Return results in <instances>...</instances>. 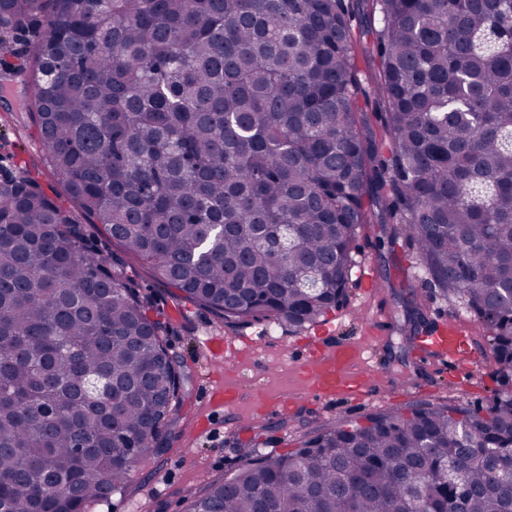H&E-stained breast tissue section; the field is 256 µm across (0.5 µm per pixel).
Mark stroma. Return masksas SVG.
Listing matches in <instances>:
<instances>
[{"label":"stroma","instance_id":"obj_1","mask_svg":"<svg viewBox=\"0 0 512 512\" xmlns=\"http://www.w3.org/2000/svg\"><path fill=\"white\" fill-rule=\"evenodd\" d=\"M349 5L356 16L354 53L360 118L384 148L389 136L381 118L384 106L375 93L379 59L372 52L376 38L371 23L373 2L349 0ZM44 26L41 16L22 19L7 33V49L0 50V80H9L14 90L13 96L0 97V180L24 170L52 195L58 187L43 161L37 129L25 113L17 111L15 99L22 90V69ZM384 220L381 206L368 207L367 222L361 225L356 241V265L347 299L327 315L334 331L325 338L316 335L311 326H276L264 320L225 325L207 310L176 301L169 288L156 282L150 268L126 260L135 288L153 295L156 314L170 322L167 341L188 374L187 397L183 417L167 437V452L136 463L124 492L89 505V512H184L192 495L203 493L212 480L237 469L244 445L256 446L261 452L284 453L294 450L300 436L319 425L359 420L376 410L418 400L486 404L502 383L494 374V353L483 324L458 303L436 295L430 284L408 278L413 247H399L398 265L389 267L387 252L379 246ZM367 270L381 285L370 295L362 280ZM406 286L416 289L432 325L453 318L469 328V350L460 364L404 347L397 294ZM378 319L384 321L386 330L372 346L373 358L360 366L372 381V397L320 401L305 397L296 360L319 344L330 347L363 341ZM211 337H246L254 346L237 356L221 357L210 352L206 341ZM225 381L236 386L240 394L238 406L231 411L213 408L206 398L212 387ZM281 394L292 397L293 406L281 415L266 414L265 401Z\"/></svg>","mask_w":512,"mask_h":512}]
</instances>
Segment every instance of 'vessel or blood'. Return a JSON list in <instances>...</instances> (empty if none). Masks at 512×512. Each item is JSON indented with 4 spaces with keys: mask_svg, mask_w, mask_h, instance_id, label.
<instances>
[{
    "mask_svg": "<svg viewBox=\"0 0 512 512\" xmlns=\"http://www.w3.org/2000/svg\"><path fill=\"white\" fill-rule=\"evenodd\" d=\"M468 348V338L456 322H449L435 335L422 343L424 353H437L456 361ZM355 355L351 344L337 345L333 352L316 348L310 350L305 363L300 368L306 380L307 393L319 397L354 394L363 395L366 391L365 376L351 373L349 365Z\"/></svg>",
    "mask_w": 512,
    "mask_h": 512,
    "instance_id": "b4317fda",
    "label": "vessel or blood"
}]
</instances>
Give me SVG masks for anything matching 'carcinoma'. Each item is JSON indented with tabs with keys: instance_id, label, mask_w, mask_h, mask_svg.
<instances>
[{
	"instance_id": "obj_1",
	"label": "carcinoma",
	"mask_w": 512,
	"mask_h": 512,
	"mask_svg": "<svg viewBox=\"0 0 512 512\" xmlns=\"http://www.w3.org/2000/svg\"><path fill=\"white\" fill-rule=\"evenodd\" d=\"M375 10L386 152L357 118L347 0H0L1 29L48 18L18 111L72 205L25 171L0 184V512H87L166 451L187 375L121 256L226 324L314 325L386 186L389 254L415 247L512 379V0ZM511 448L512 391L418 401L244 448L187 512H409L413 480L448 512L456 484L429 477L445 464L478 489L459 512H512L491 466Z\"/></svg>"
}]
</instances>
